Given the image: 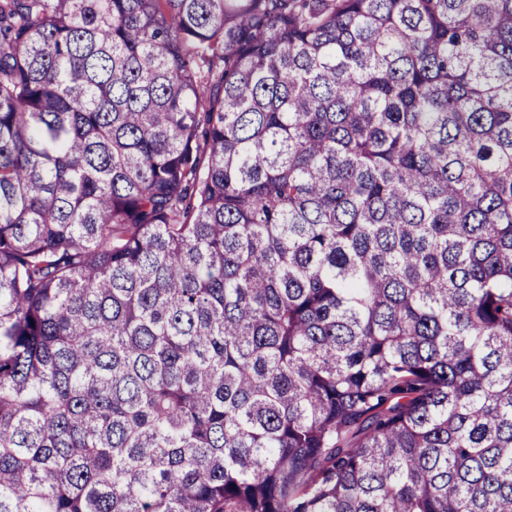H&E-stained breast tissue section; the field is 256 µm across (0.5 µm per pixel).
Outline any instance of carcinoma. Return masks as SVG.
Masks as SVG:
<instances>
[{
    "label": "carcinoma",
    "instance_id": "obj_1",
    "mask_svg": "<svg viewBox=\"0 0 512 512\" xmlns=\"http://www.w3.org/2000/svg\"><path fill=\"white\" fill-rule=\"evenodd\" d=\"M0 512H512V0H0Z\"/></svg>",
    "mask_w": 512,
    "mask_h": 512
}]
</instances>
